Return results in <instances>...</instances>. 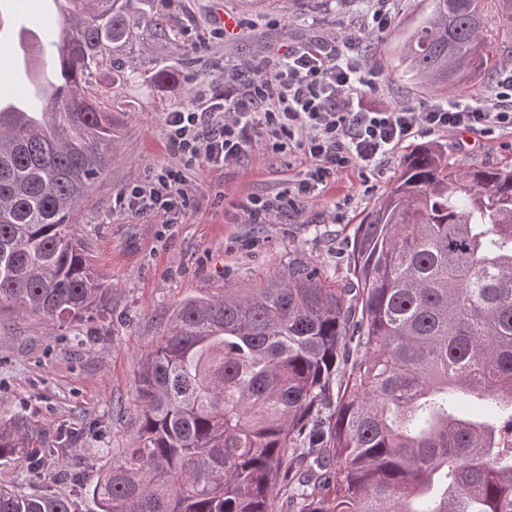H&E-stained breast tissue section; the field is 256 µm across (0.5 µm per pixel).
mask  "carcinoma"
Listing matches in <instances>:
<instances>
[{
    "label": "carcinoma",
    "mask_w": 512,
    "mask_h": 512,
    "mask_svg": "<svg viewBox=\"0 0 512 512\" xmlns=\"http://www.w3.org/2000/svg\"><path fill=\"white\" fill-rule=\"evenodd\" d=\"M71 53L44 113L0 112V313L49 326L100 310L74 219L112 167V113L92 77L162 84L128 63L143 33L175 42L155 0H75ZM485 0H432L402 46L444 89L481 72ZM351 282L311 261L191 298L145 354L138 438L92 489L98 512H512V169H456L445 147L407 156L354 228ZM477 409L465 412L464 402ZM33 426L0 420V460L38 473ZM0 512H74L0 486Z\"/></svg>",
    "instance_id": "cac0c4a2"
}]
</instances>
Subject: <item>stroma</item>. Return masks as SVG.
Masks as SVG:
<instances>
[{
	"mask_svg": "<svg viewBox=\"0 0 512 512\" xmlns=\"http://www.w3.org/2000/svg\"><path fill=\"white\" fill-rule=\"evenodd\" d=\"M367 0H180L171 15L180 27L173 44L156 45L153 65L174 71L161 85L116 87L112 73L97 72L115 124L112 171L92 185L77 216V229L104 280L112 303L92 319L49 327L35 317L0 316V418L21 417L38 433L36 445L53 454L39 474L0 461V485L22 493L70 498L76 512H97L91 490L100 475L130 447L141 409L138 379L144 355L164 336L173 313L190 298L220 296L228 282H243L303 255L337 284L348 282L347 240L377 202L395 186L407 155L418 145L448 147L457 168L512 167V129L491 133L421 132L377 168H351L332 178L303 215L281 214L253 224L250 198L275 194L298 179L307 162L298 154H274L258 146L233 169L198 163L187 171L199 187L182 223L159 224L113 211L120 190L170 163L164 135L166 112L190 106L196 91L255 70L274 49L345 36L376 88H360L378 108L419 106L467 96L493 99L498 72L512 67V40H489L486 69L449 91L416 79L401 47L431 9V0H389V24L364 28ZM239 18L231 38L217 29L221 14Z\"/></svg>",
	"mask_w": 512,
	"mask_h": 512,
	"instance_id": "1",
	"label": "stroma"
}]
</instances>
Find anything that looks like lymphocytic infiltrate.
Here are the masks:
<instances>
[{
  "instance_id": "lymphocytic-infiltrate-1",
  "label": "lymphocytic infiltrate",
  "mask_w": 512,
  "mask_h": 512,
  "mask_svg": "<svg viewBox=\"0 0 512 512\" xmlns=\"http://www.w3.org/2000/svg\"><path fill=\"white\" fill-rule=\"evenodd\" d=\"M367 82L362 67L329 42L281 46L267 70L224 89L196 92L191 106L165 116L173 164L149 171L115 198L120 211L177 224L194 191L185 173L197 162L237 167L255 146L302 154L301 179L272 196L250 199L251 223L268 224L279 214H303L329 179L349 168L368 170L422 131L512 129V69H501L495 100L485 105L452 97L421 108L378 109L354 102L351 93Z\"/></svg>"
}]
</instances>
